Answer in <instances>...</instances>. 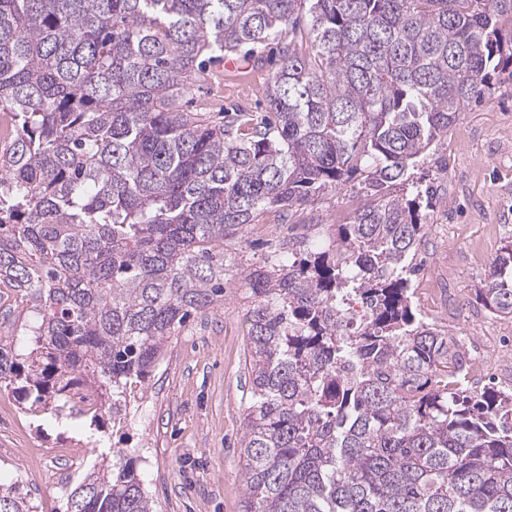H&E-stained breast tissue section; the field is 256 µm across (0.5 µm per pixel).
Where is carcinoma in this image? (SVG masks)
<instances>
[{"instance_id": "obj_1", "label": "carcinoma", "mask_w": 512, "mask_h": 512, "mask_svg": "<svg viewBox=\"0 0 512 512\" xmlns=\"http://www.w3.org/2000/svg\"><path fill=\"white\" fill-rule=\"evenodd\" d=\"M512 0H0V386L91 425L141 398L192 314L224 302V242L352 181L321 248L241 266L251 399L244 512H512V390L475 386L417 316L412 260L434 186L413 171L491 73ZM279 46L265 112L181 102L206 56ZM477 299L512 316V244ZM0 512H34L19 487ZM65 512H156L117 450Z\"/></svg>"}]
</instances>
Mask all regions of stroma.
Returning a JSON list of instances; mask_svg holds the SVG:
<instances>
[{
  "label": "stroma",
  "instance_id": "obj_1",
  "mask_svg": "<svg viewBox=\"0 0 512 512\" xmlns=\"http://www.w3.org/2000/svg\"><path fill=\"white\" fill-rule=\"evenodd\" d=\"M226 68L212 63L183 102L206 108L214 121L228 108L262 114L265 81L275 60ZM484 98L463 112L437 148L444 167L425 163L441 183L430 209L416 262L418 277L435 280V292L415 288L421 316L436 322L462 352L488 353L482 379L512 389V318L495 317L477 303L480 278L500 249L512 243V72L492 74ZM359 194L328 192L288 215L272 211L249 225L243 242L224 246L231 270L223 305L193 315L148 380V422L93 427L90 418L30 411L12 388H0V484L19 485L35 512H65L80 469L112 451H135L144 486L158 512H243L240 436L250 397L245 366V313L249 301L236 271L272 257L279 224L324 244L335 225L349 222ZM40 457L28 467L23 453Z\"/></svg>",
  "mask_w": 512,
  "mask_h": 512
}]
</instances>
